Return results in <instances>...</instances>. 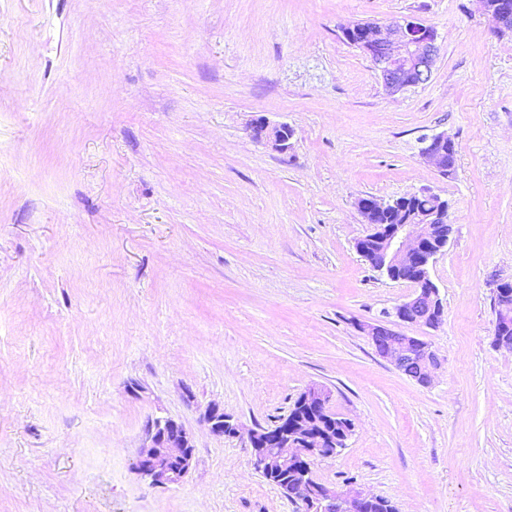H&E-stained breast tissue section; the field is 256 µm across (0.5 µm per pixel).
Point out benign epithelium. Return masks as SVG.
<instances>
[{
	"label": "benign epithelium",
	"instance_id": "benign-epithelium-1",
	"mask_svg": "<svg viewBox=\"0 0 512 512\" xmlns=\"http://www.w3.org/2000/svg\"><path fill=\"white\" fill-rule=\"evenodd\" d=\"M481 9L490 17L496 29H512V0H480ZM357 47L369 56L385 90L391 94L427 83L438 56L437 30L414 16H406L392 26L373 24V35L358 41ZM253 137L264 140L279 152L290 147L294 130L286 123L270 124L258 119L251 125ZM455 143L445 133L423 140L421 155L435 168L443 171L453 166ZM432 210L410 214L399 224H378L376 218L384 211L383 202L373 196L361 197L357 207L365 221L374 225L371 236L380 244L376 252L368 251L370 264L392 281L407 269L418 272L415 292L395 308L402 323L434 328L443 323L444 306L439 289L431 279L430 268L446 242L431 237V225L449 218V203L438 194H430ZM495 291L502 294L494 328L496 347L512 352V342L501 335L512 319V280L496 283ZM371 340L376 354L400 370L407 364L417 367L414 380L422 386L431 384L441 361L430 344L407 336L383 324L359 325ZM205 422L216 435L224 434V413L216 406L205 415ZM268 447L284 470H292L310 459L326 454L332 456L344 449L343 438L315 434L311 426L298 424L290 429L265 434ZM195 461L192 438L186 429L172 420H156L148 427L146 442L133 468L155 485L178 484L190 472ZM295 501L306 512H361L371 494L350 488L338 491L325 485L313 493L312 482L300 481L292 492Z\"/></svg>",
	"mask_w": 512,
	"mask_h": 512
}]
</instances>
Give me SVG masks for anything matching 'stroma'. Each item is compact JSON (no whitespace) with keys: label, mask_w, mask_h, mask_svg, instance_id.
<instances>
[{"label":"stroma","mask_w":512,"mask_h":512,"mask_svg":"<svg viewBox=\"0 0 512 512\" xmlns=\"http://www.w3.org/2000/svg\"><path fill=\"white\" fill-rule=\"evenodd\" d=\"M404 15L440 52L392 95L340 27ZM422 191L453 225L443 324H397L442 360L428 387L357 329L414 286L359 255L356 202ZM510 277L512 37L477 0H0V512H302L204 415L271 429L312 384L354 425L318 482L512 512ZM156 419L193 437L181 484L133 469ZM253 137L265 140L271 147L279 152L287 151L290 147V140L294 136V130L285 123L270 124L265 119H257L251 125ZM421 155L438 170L451 169L455 160V143L445 133H439L423 140ZM495 291L502 294L500 298V306L497 312L495 328H494V344L499 349L512 352V342L507 338L512 339V324L511 327L506 329V336H497L507 326L508 320L512 316V292L508 288H512V280H501L496 283Z\"/></svg>","instance_id":"35a3bbf8"}]
</instances>
